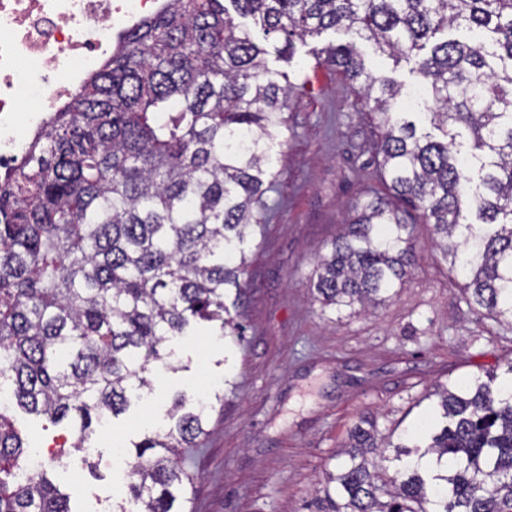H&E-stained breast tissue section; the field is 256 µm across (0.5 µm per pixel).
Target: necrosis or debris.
<instances>
[{"mask_svg":"<svg viewBox=\"0 0 512 512\" xmlns=\"http://www.w3.org/2000/svg\"><path fill=\"white\" fill-rule=\"evenodd\" d=\"M165 0H0V168L22 163L23 133L99 69L112 33L158 11Z\"/></svg>","mask_w":512,"mask_h":512,"instance_id":"necrosis-or-debris-1","label":"necrosis or debris"}]
</instances>
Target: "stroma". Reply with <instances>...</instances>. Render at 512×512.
<instances>
[{"instance_id": "stroma-1", "label": "stroma", "mask_w": 512, "mask_h": 512, "mask_svg": "<svg viewBox=\"0 0 512 512\" xmlns=\"http://www.w3.org/2000/svg\"><path fill=\"white\" fill-rule=\"evenodd\" d=\"M355 42L375 74L410 85L409 66H394L352 33L327 31L297 43L290 60L270 68L304 83L288 102L286 161L270 193L269 220L247 251L250 288L241 309V342L208 324L166 345L178 370L158 368L127 410L75 450L69 422L15 410L16 426L47 458L48 476L73 512L127 505L134 445L170 425L172 401L193 409L200 390L223 391L202 447L184 452L196 479L186 512H331L318 493L340 464L350 430L362 420L381 434L413 431L433 412V384L504 373L512 328L464 300L461 275L431 244L432 227L414 215L416 263L392 300L366 313L323 310L309 288L319 252L339 233L352 205L381 191L368 151L374 127L363 115L359 84L313 56L328 44Z\"/></svg>"}]
</instances>
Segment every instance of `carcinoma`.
I'll list each match as a JSON object with an SVG mask.
<instances>
[{
  "mask_svg": "<svg viewBox=\"0 0 512 512\" xmlns=\"http://www.w3.org/2000/svg\"><path fill=\"white\" fill-rule=\"evenodd\" d=\"M464 26L472 39L437 34ZM344 29L423 86L375 75L353 43L316 65L361 82L386 197L357 202L318 256L323 307L355 314L390 301L415 265L411 212L468 282L476 311L512 326V0H167L49 117L0 177V382L29 414L71 420L75 448L150 385L161 347L204 321L239 337L246 252L280 174L291 95L265 41ZM426 110L418 128L402 104ZM437 422L384 440L355 425L323 491L333 512H512V390L495 373L441 386ZM213 402L135 445L137 512H185ZM0 408V512H71Z\"/></svg>",
  "mask_w": 512,
  "mask_h": 512,
  "instance_id": "1",
  "label": "carcinoma"
}]
</instances>
